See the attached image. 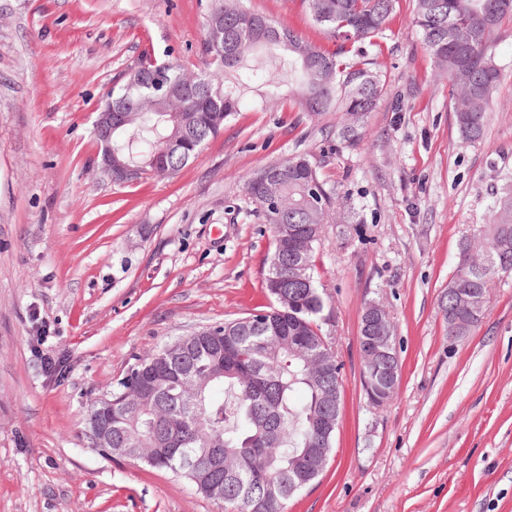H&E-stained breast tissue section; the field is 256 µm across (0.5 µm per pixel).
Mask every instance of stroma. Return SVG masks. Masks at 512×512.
<instances>
[{
	"label": "stroma",
	"instance_id": "35a3bbf8",
	"mask_svg": "<svg viewBox=\"0 0 512 512\" xmlns=\"http://www.w3.org/2000/svg\"><path fill=\"white\" fill-rule=\"evenodd\" d=\"M207 2L0 0V512H218L187 479L103 454L88 413L165 343L270 304L273 231L242 185L302 153L347 213L317 252L344 368L326 471L286 512H512V276L494 279L468 335L449 336L440 307L463 243L512 184V19L481 142L460 138L451 84L398 0L384 35L358 46L385 86L356 147L336 137L342 113L313 117L253 84L178 174L112 184L93 132L107 91L149 60L202 69ZM241 3L339 47L301 0ZM375 298L401 364L381 407L357 350Z\"/></svg>",
	"mask_w": 512,
	"mask_h": 512
}]
</instances>
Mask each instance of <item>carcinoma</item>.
Wrapping results in <instances>:
<instances>
[{"label":"carcinoma","instance_id":"carcinoma-1","mask_svg":"<svg viewBox=\"0 0 512 512\" xmlns=\"http://www.w3.org/2000/svg\"><path fill=\"white\" fill-rule=\"evenodd\" d=\"M315 25L342 42L382 35L397 0H303ZM236 0H211L205 34L224 28V64L191 89L178 60L150 62L107 93L124 113L112 127L120 161L154 169L168 142L167 170L177 172L240 111L226 86L278 88L277 74L248 64L260 48L290 58L298 105L320 115L342 112L336 134L357 145L364 119L384 89L376 63L328 53L258 13L272 38L256 37ZM512 0H413V23L455 88L457 131L468 142L485 136L500 79L495 33ZM243 191L272 225L275 248L265 284L274 303L247 317L208 327V336L174 340L132 368L112 387V447L135 448L141 461L186 478L224 512H284L286 502L312 486L329 461L340 412L342 364L323 326L331 319L317 281L316 250L332 218L334 191L307 155L260 166ZM481 253L460 256L450 288H473L482 307L494 278L512 274V190L496 197L483 230ZM210 448L224 449V468L200 470Z\"/></svg>","mask_w":512,"mask_h":512}]
</instances>
